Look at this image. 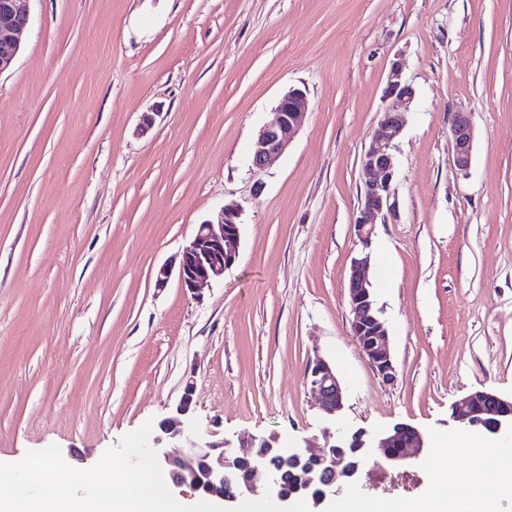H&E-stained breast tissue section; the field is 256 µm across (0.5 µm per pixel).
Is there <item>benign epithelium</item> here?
<instances>
[{
    "mask_svg": "<svg viewBox=\"0 0 512 512\" xmlns=\"http://www.w3.org/2000/svg\"><path fill=\"white\" fill-rule=\"evenodd\" d=\"M20 0H0V75L10 70L21 51L23 36L29 25V15L20 7ZM385 96L393 100L391 110L372 130L360 158L359 181L364 188L361 206L353 220V229L369 248L379 217L386 213L396 215L398 202L393 189L395 175L394 150L405 123V112L415 98L413 87L403 80L402 65L392 64L387 79ZM307 93L290 88L279 99L267 122L260 128L251 147L252 165L261 172L269 161L283 154L295 134L303 115L309 110ZM450 136L454 159L459 170L470 168L474 144V126L469 115L457 112L450 118ZM236 205L227 204L216 219L200 224L192 240L183 248L178 267L160 266L155 272L156 285L165 286L172 275L183 288L198 293L204 287L224 279L239 256L240 223ZM347 303L352 314V335L372 370L384 384L397 378V367L389 349L388 329L381 312L376 308L372 293L371 255L364 251L354 258L347 286ZM310 390L318 397L323 413L336 421L345 407V395L339 378L328 362L320 357L310 363ZM193 384L187 383L170 415L159 425L152 439L163 472L180 493L211 500L222 508H231L241 500L263 495L266 488H275L279 482L276 462L268 453L257 448L267 444L276 448L278 455L301 460L313 457L323 462L316 473H303L307 484L316 482L321 493L314 499L313 512H328L329 504L343 490L361 481L366 464L382 448H404L406 452L389 456L395 463L419 457L425 448L424 436L416 429L399 427L389 433L358 432L361 461L352 464L335 454L346 447L352 432L326 430V444L314 450L310 444L283 446L274 437L255 438L248 456L251 458V477L239 483L234 473L240 461L224 451L222 440L192 439ZM451 418L461 427H479L492 440L512 438V399H504L487 391L474 392L452 407ZM185 443L183 452L174 455L168 448Z\"/></svg>",
    "mask_w": 512,
    "mask_h": 512,
    "instance_id": "benign-epithelium-1",
    "label": "benign epithelium"
}]
</instances>
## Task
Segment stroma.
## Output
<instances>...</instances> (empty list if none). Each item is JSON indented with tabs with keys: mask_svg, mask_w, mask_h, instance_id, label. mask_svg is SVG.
I'll list each match as a JSON object with an SVG mask.
<instances>
[{
	"mask_svg": "<svg viewBox=\"0 0 512 512\" xmlns=\"http://www.w3.org/2000/svg\"><path fill=\"white\" fill-rule=\"evenodd\" d=\"M22 6L25 40L0 75V463L55 444L91 468L160 424L189 381L194 431L231 453L321 438L318 355L344 386L341 427L425 437L388 480L366 465L364 512L496 467L450 415L476 391L512 399V0ZM397 60L415 90L394 151L399 215L369 249L398 371L385 384L351 335L346 292L363 249L359 160ZM291 87L311 107L254 173L252 140ZM456 112L475 128L465 172ZM231 202L241 244L223 280L157 287L156 269ZM450 136L454 146V159L459 170L468 171L474 144V126L469 115L457 112L450 118Z\"/></svg>",
	"mask_w": 512,
	"mask_h": 512,
	"instance_id": "obj_1",
	"label": "stroma"
}]
</instances>
